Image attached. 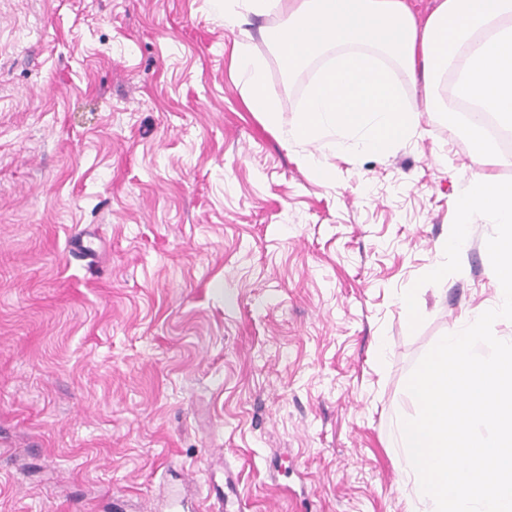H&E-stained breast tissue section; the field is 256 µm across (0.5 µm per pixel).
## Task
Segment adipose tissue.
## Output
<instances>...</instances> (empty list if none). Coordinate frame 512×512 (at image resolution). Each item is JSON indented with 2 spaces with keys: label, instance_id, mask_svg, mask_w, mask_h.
Listing matches in <instances>:
<instances>
[{
  "label": "adipose tissue",
  "instance_id": "ef3b65f1",
  "mask_svg": "<svg viewBox=\"0 0 512 512\" xmlns=\"http://www.w3.org/2000/svg\"><path fill=\"white\" fill-rule=\"evenodd\" d=\"M216 6L230 30L253 16L284 15L269 37L288 70L322 60L289 130L293 140L323 148V156L308 159L321 179L331 177L327 158L345 142L386 154L410 137L419 109L443 112L451 103L462 108L454 122L475 163L512 161L483 123L488 116L512 130V0H438L422 19L409 0H217ZM232 68L247 108L279 125L264 63L250 43L238 45ZM397 69L422 87L423 102L406 96L393 76ZM441 75L451 78L445 99L432 91Z\"/></svg>",
  "mask_w": 512,
  "mask_h": 512
}]
</instances>
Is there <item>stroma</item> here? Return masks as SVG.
<instances>
[{
    "label": "stroma",
    "mask_w": 512,
    "mask_h": 512,
    "mask_svg": "<svg viewBox=\"0 0 512 512\" xmlns=\"http://www.w3.org/2000/svg\"><path fill=\"white\" fill-rule=\"evenodd\" d=\"M249 112L212 0H0V512H408L405 385L492 302L493 225L441 260L471 148L424 112L333 176L288 143L320 62L262 38ZM232 68L244 85L247 108L256 112L268 124L279 125L280 112L266 82L264 63L254 53L249 42L243 41L236 48Z\"/></svg>",
    "instance_id": "stroma-1"
}]
</instances>
